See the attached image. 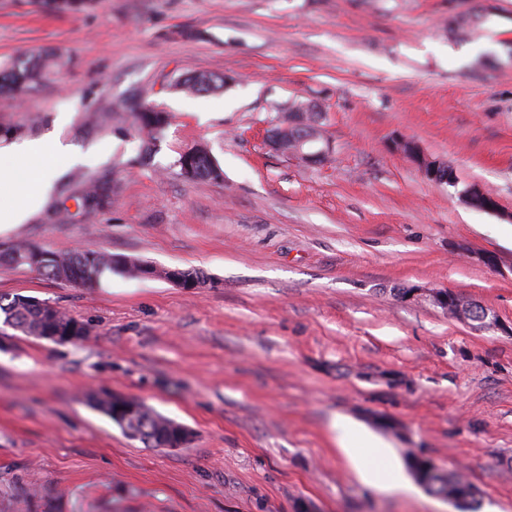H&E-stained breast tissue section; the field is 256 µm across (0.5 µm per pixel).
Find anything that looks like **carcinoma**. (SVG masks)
<instances>
[{
	"label": "carcinoma",
	"mask_w": 512,
	"mask_h": 512,
	"mask_svg": "<svg viewBox=\"0 0 512 512\" xmlns=\"http://www.w3.org/2000/svg\"><path fill=\"white\" fill-rule=\"evenodd\" d=\"M53 65L54 58L49 54L15 58L8 66L0 68V93L18 94L42 84ZM174 87L186 94L213 93L224 88V76L206 71L184 73ZM132 118L133 130L142 136L135 162L144 165L170 126L171 115L156 107L148 112H134ZM186 163L192 170L193 182L224 180L222 167L211 149L205 146L197 145L181 153L173 162L177 174H182ZM120 190L119 179L89 181L75 197L77 207L85 216H97L112 207ZM4 265L28 267L48 279L82 287L98 285L104 272L116 269L130 278L166 277L164 269L104 250L60 252L27 242H18L1 251L0 266ZM8 328L60 345L78 344L89 335L84 323L45 301L0 294V349L9 339ZM86 402L118 425L129 439L142 443L146 448H171L187 431L182 424L133 397L101 389L87 394ZM420 469L424 471L422 486L430 494L445 499L462 496L466 499V503L460 506L462 512H473L479 491L465 474L439 466L429 467L425 463L420 464Z\"/></svg>",
	"instance_id": "obj_1"
}]
</instances>
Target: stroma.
Instances as JSON below:
<instances>
[{"label":"stroma","instance_id":"1","mask_svg":"<svg viewBox=\"0 0 512 512\" xmlns=\"http://www.w3.org/2000/svg\"><path fill=\"white\" fill-rule=\"evenodd\" d=\"M470 20L476 34L458 32ZM51 53L37 88L0 94V132L52 130L108 159L73 169L57 205L0 234L56 251L103 249L204 285L108 273L98 288L0 266V294L88 328L76 345L21 334L0 350V512H458L422 486L365 485L336 420L464 469L477 512H512V334L478 332L397 288H450L512 325V0H96L77 13L0 0V66ZM186 71L223 91L171 87ZM173 116L151 166L126 168L95 217L80 180L135 156L116 105ZM325 114L330 163L269 152L296 100ZM60 112L70 124L54 129ZM404 136L479 182L496 213L461 202L394 152ZM208 144L220 182L172 164ZM490 251L497 267L476 256ZM400 377L389 385L387 375ZM109 389L186 426L143 447L84 400ZM224 80L230 84L231 76H224L206 71H195L182 74L175 82L174 87L186 94L213 93L224 89Z\"/></svg>","mask_w":512,"mask_h":512}]
</instances>
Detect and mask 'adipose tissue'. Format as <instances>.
Here are the masks:
<instances>
[{
    "label": "adipose tissue",
    "mask_w": 512,
    "mask_h": 512,
    "mask_svg": "<svg viewBox=\"0 0 512 512\" xmlns=\"http://www.w3.org/2000/svg\"><path fill=\"white\" fill-rule=\"evenodd\" d=\"M85 154L51 135L5 133L0 136V233L10 232L37 217L51 203L59 182ZM363 481L383 491H407L411 485L394 464L370 462L364 449L352 448Z\"/></svg>",
    "instance_id": "1"
}]
</instances>
